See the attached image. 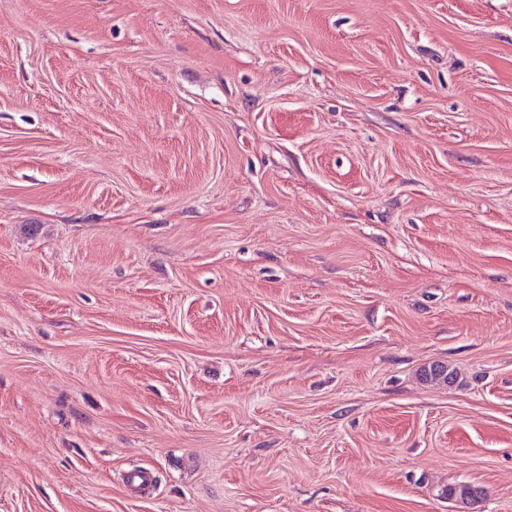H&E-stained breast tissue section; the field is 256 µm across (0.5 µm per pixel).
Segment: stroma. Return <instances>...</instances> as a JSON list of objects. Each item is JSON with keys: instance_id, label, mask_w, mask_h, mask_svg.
<instances>
[{"instance_id": "obj_1", "label": "stroma", "mask_w": 512, "mask_h": 512, "mask_svg": "<svg viewBox=\"0 0 512 512\" xmlns=\"http://www.w3.org/2000/svg\"><path fill=\"white\" fill-rule=\"evenodd\" d=\"M0 512H512V0H0Z\"/></svg>"}]
</instances>
